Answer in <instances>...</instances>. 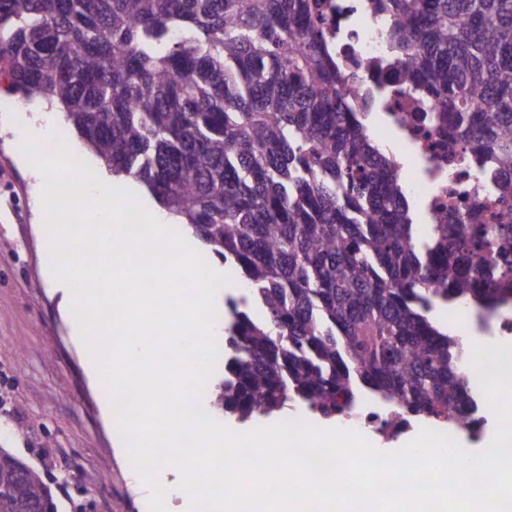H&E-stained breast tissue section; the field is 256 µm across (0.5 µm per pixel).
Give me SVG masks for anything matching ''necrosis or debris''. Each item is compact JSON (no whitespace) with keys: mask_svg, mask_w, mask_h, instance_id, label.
Returning a JSON list of instances; mask_svg holds the SVG:
<instances>
[{"mask_svg":"<svg viewBox=\"0 0 512 512\" xmlns=\"http://www.w3.org/2000/svg\"><path fill=\"white\" fill-rule=\"evenodd\" d=\"M328 34L343 68L352 104L363 121L381 117L401 150L399 170L415 163L406 181L423 224H447L456 216L486 223L498 214L512 223V200L495 203L490 173H478L471 157L435 122L429 98L400 90L401 66L387 40L386 16L376 0H328ZM470 354L465 369L472 380L512 374V310L490 326L463 321Z\"/></svg>","mask_w":512,"mask_h":512,"instance_id":"obj_1","label":"necrosis or debris"}]
</instances>
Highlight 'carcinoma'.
Segmentation results:
<instances>
[{"mask_svg":"<svg viewBox=\"0 0 512 512\" xmlns=\"http://www.w3.org/2000/svg\"><path fill=\"white\" fill-rule=\"evenodd\" d=\"M380 9L404 84L511 196L512 0ZM326 29L324 0H0V74L246 280L214 406L333 419L362 391L459 427L479 412L465 343L430 312L512 306V224L414 223ZM0 512H57L44 471L3 448Z\"/></svg>","mask_w":512,"mask_h":512,"instance_id":"1","label":"carcinoma"}]
</instances>
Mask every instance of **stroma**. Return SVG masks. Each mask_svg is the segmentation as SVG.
<instances>
[{
	"label": "stroma",
	"instance_id": "35a3bbf8",
	"mask_svg": "<svg viewBox=\"0 0 512 512\" xmlns=\"http://www.w3.org/2000/svg\"><path fill=\"white\" fill-rule=\"evenodd\" d=\"M25 107L19 121L47 117L87 167L103 172L59 113L38 99ZM22 151L18 133L0 141V448L45 472L59 512H143L150 497L133 488L136 471L116 448L118 425L103 414V389L87 376L75 317L49 280L33 177L15 161ZM33 423L43 429L40 439L23 435Z\"/></svg>",
	"mask_w": 512,
	"mask_h": 512
}]
</instances>
